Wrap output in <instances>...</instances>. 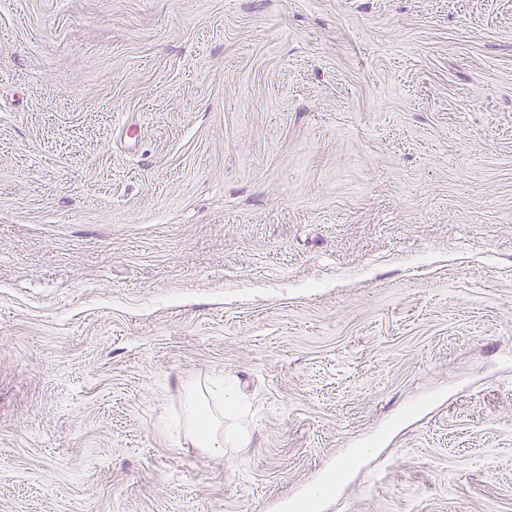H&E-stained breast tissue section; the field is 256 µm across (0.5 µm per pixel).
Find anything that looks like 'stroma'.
I'll use <instances>...</instances> for the list:
<instances>
[{
    "instance_id": "obj_1",
    "label": "stroma",
    "mask_w": 512,
    "mask_h": 512,
    "mask_svg": "<svg viewBox=\"0 0 512 512\" xmlns=\"http://www.w3.org/2000/svg\"><path fill=\"white\" fill-rule=\"evenodd\" d=\"M354 448L333 512H512V0H0V512ZM208 391L203 395L190 392L183 405L180 425L189 436L204 451L210 453L222 452L224 449V410L233 409L237 399L234 392L220 389V402L213 412L207 405Z\"/></svg>"
}]
</instances>
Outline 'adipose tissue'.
<instances>
[{"mask_svg":"<svg viewBox=\"0 0 512 512\" xmlns=\"http://www.w3.org/2000/svg\"><path fill=\"white\" fill-rule=\"evenodd\" d=\"M235 393L224 391L216 408H209L206 396L192 392L183 405L180 424L184 433L204 451L216 453L224 449V410L233 409Z\"/></svg>","mask_w":512,"mask_h":512,"instance_id":"adipose-tissue-1","label":"adipose tissue"}]
</instances>
